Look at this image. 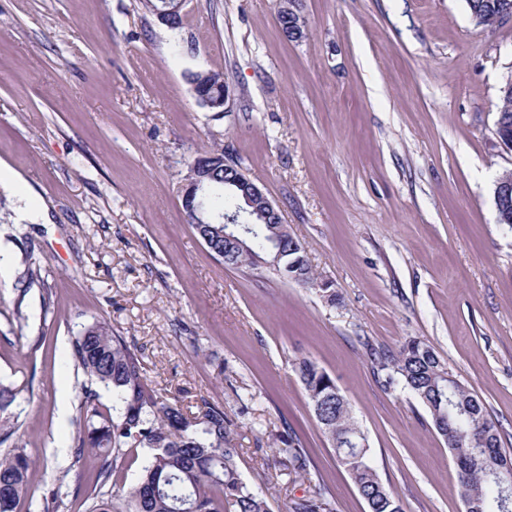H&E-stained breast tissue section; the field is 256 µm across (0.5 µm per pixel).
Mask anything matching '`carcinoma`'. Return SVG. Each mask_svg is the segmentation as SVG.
I'll list each match as a JSON object with an SVG mask.
<instances>
[{
    "label": "carcinoma",
    "instance_id": "1",
    "mask_svg": "<svg viewBox=\"0 0 512 512\" xmlns=\"http://www.w3.org/2000/svg\"><path fill=\"white\" fill-rule=\"evenodd\" d=\"M500 0H467L470 12L487 21L497 15ZM194 97L204 96L208 108L224 111L227 93L218 73L189 75ZM216 188L204 200L213 216L242 211L233 188L224 185V169L216 173ZM216 257L224 253V237L208 224L193 225ZM225 266L255 270L278 247L287 250L289 269L269 267L285 281L314 288L334 304L339 295L314 272L300 241L274 239L270 225L252 224L239 236ZM75 365L90 378L112 389V407L98 402L95 390L83 392L84 424L74 438L76 460L92 452L98 465L86 493L85 512H269L265 494L241 479L236 449L229 447L230 424L224 408L201 400L197 412L159 399L145 375L142 355L106 322H95L72 341ZM374 373L386 390L412 393L427 409L438 433L455 457L460 495L469 512H512V458L502 452L498 424L475 394L457 380L435 350L419 339L407 341L397 353H371ZM295 371L321 429L346 468L368 512H402L400 501L383 483L373 464L368 436L353 416L347 398L334 379L316 362L303 358ZM15 428L0 427V512H16L28 492L35 461L26 448L12 441ZM275 449L284 470L303 471L308 459L291 434L276 436ZM147 448L150 456L135 483L105 493L102 488L122 469L128 451ZM69 496L60 479L43 497L42 512H58ZM289 512H335L331 501L318 495L292 501Z\"/></svg>",
    "mask_w": 512,
    "mask_h": 512
}]
</instances>
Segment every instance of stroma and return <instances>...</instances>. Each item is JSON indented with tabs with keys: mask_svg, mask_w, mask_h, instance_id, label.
<instances>
[{
	"mask_svg": "<svg viewBox=\"0 0 512 512\" xmlns=\"http://www.w3.org/2000/svg\"><path fill=\"white\" fill-rule=\"evenodd\" d=\"M306 36L281 33L277 0H186L171 29L142 0H0V382L36 461L18 512L75 461L87 375L71 342L107 321L144 358L162 399L221 405L242 480L270 512L323 495L367 512L294 365L324 368L368 435L404 512H464L452 452L424 406L384 390L369 346L429 343L479 396L512 455V231L495 134L512 76V22L466 0H299ZM223 75L222 113L189 73ZM222 145L279 207L340 295L213 257L188 224L193 158ZM291 432L306 472L282 471ZM512 195V172H503L496 180L494 201L500 224H512V202L510 214L509 192Z\"/></svg>",
	"mask_w": 512,
	"mask_h": 512,
	"instance_id": "35a3bbf8",
	"label": "stroma"
}]
</instances>
